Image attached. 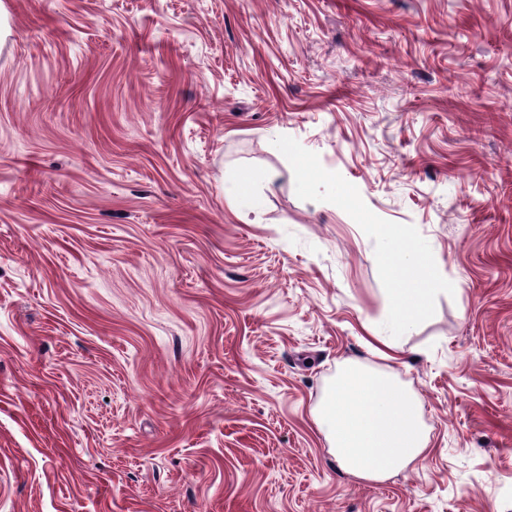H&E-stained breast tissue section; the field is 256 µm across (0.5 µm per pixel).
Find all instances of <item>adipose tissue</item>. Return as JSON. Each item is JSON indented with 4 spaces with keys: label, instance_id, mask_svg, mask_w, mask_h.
<instances>
[{
    "label": "adipose tissue",
    "instance_id": "obj_1",
    "mask_svg": "<svg viewBox=\"0 0 512 512\" xmlns=\"http://www.w3.org/2000/svg\"><path fill=\"white\" fill-rule=\"evenodd\" d=\"M380 263L395 286L388 336H374L384 359L400 355L396 342L416 327L429 306L438 278L436 266L406 231L384 227ZM316 425L341 468L376 482L404 471L428 450L416 398L389 373L347 363L320 406Z\"/></svg>",
    "mask_w": 512,
    "mask_h": 512
}]
</instances>
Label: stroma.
I'll list each match as a JSON object with an SVG mask.
<instances>
[{
  "label": "stroma",
  "mask_w": 512,
  "mask_h": 512,
  "mask_svg": "<svg viewBox=\"0 0 512 512\" xmlns=\"http://www.w3.org/2000/svg\"><path fill=\"white\" fill-rule=\"evenodd\" d=\"M348 360L422 406L382 482ZM0 512H512V0H0ZM379 236L383 240L381 267L397 286L392 288L393 299L388 318L392 336L374 334L371 337L375 349L385 360H396L401 349L394 338L403 336L418 325L436 290L433 287L437 282L438 270L422 246L405 230L384 227L379 230ZM315 422L341 468L362 481L404 471L429 450L417 399L357 361L342 368Z\"/></svg>",
  "instance_id": "1"
}]
</instances>
